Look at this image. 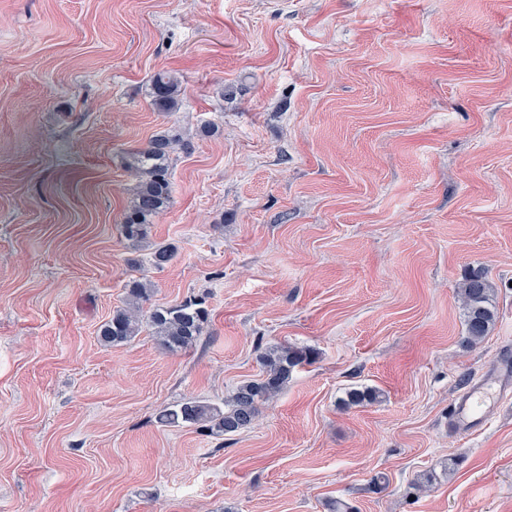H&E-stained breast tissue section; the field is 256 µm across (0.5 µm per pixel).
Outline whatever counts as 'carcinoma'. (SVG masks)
I'll use <instances>...</instances> for the list:
<instances>
[{
  "label": "carcinoma",
  "instance_id": "carcinoma-1",
  "mask_svg": "<svg viewBox=\"0 0 512 512\" xmlns=\"http://www.w3.org/2000/svg\"><path fill=\"white\" fill-rule=\"evenodd\" d=\"M152 105L159 112H175L179 107L174 80L157 73L152 77ZM191 143L180 128L172 125L156 134L147 147L127 154L126 169L134 177L131 201L121 224L124 237L139 247L146 243L147 228L153 219L169 206L172 197L171 164L177 152H187ZM175 256L169 246H155L151 262L156 268L167 265ZM128 300L112 312L101 326L103 342L119 345L133 340L146 325L164 350L177 353L196 346L209 319L202 299H189L179 304L143 309L151 284L143 277L126 284ZM466 336L464 342L474 347L489 333L495 320L494 289L483 272L466 278L461 287ZM311 362L310 352L287 345H270L260 356V378L241 383L224 399V408L205 401L188 400L164 410L159 415L163 424L198 426L216 435H234L251 428L258 421L261 407L272 402L288 385L295 369Z\"/></svg>",
  "mask_w": 512,
  "mask_h": 512
}]
</instances>
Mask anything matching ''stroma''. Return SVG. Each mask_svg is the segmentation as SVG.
Here are the masks:
<instances>
[{
    "label": "stroma",
    "mask_w": 512,
    "mask_h": 512,
    "mask_svg": "<svg viewBox=\"0 0 512 512\" xmlns=\"http://www.w3.org/2000/svg\"><path fill=\"white\" fill-rule=\"evenodd\" d=\"M173 124L135 252L125 157ZM478 269L497 319L468 348ZM140 275L205 297L193 349L100 342ZM275 343L315 358L253 428L157 422ZM509 348L512 0H0V512H512V391L448 424ZM154 99L152 105L159 112H175L179 107L177 89L174 80L164 74L157 73L152 77Z\"/></svg>",
    "instance_id": "obj_1"
}]
</instances>
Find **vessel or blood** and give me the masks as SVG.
Wrapping results in <instances>:
<instances>
[{
	"label": "vessel or blood",
	"mask_w": 512,
	"mask_h": 512,
	"mask_svg": "<svg viewBox=\"0 0 512 512\" xmlns=\"http://www.w3.org/2000/svg\"><path fill=\"white\" fill-rule=\"evenodd\" d=\"M512 384V360L502 359L498 370L483 374L455 403L451 424L469 431L479 427L485 410Z\"/></svg>",
	"instance_id": "b4317fda"
}]
</instances>
